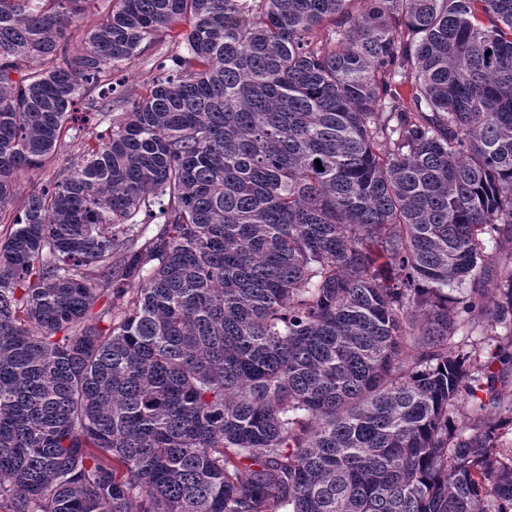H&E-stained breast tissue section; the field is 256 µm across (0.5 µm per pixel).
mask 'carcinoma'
Returning a JSON list of instances; mask_svg holds the SVG:
<instances>
[{"mask_svg": "<svg viewBox=\"0 0 512 512\" xmlns=\"http://www.w3.org/2000/svg\"><path fill=\"white\" fill-rule=\"evenodd\" d=\"M90 2L0 0V210L78 146L0 241V512H512V0ZM118 0H94L89 4L87 11L73 23L70 29V54H76L80 48L84 34L102 18L104 14L114 6ZM182 50L168 35L159 33L150 41H145L140 47V53L125 68L126 86L134 96H144L152 85L155 76L154 60L160 56H174ZM67 143L61 144L53 160L45 164V166L29 171H24L18 180L16 201L12 206L7 208L8 217L9 212H14L19 207L20 202L24 197L34 188L39 187L49 181H52L55 176H58L65 164L66 160L70 155L76 152V148L69 143V139H66Z\"/></svg>", "mask_w": 512, "mask_h": 512, "instance_id": "1", "label": "carcinoma"}]
</instances>
